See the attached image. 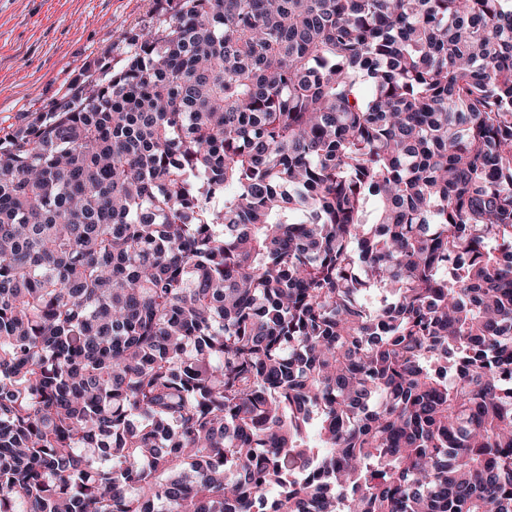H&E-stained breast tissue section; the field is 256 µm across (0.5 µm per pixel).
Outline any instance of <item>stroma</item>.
Wrapping results in <instances>:
<instances>
[{
  "instance_id": "stroma-1",
  "label": "stroma",
  "mask_w": 512,
  "mask_h": 512,
  "mask_svg": "<svg viewBox=\"0 0 512 512\" xmlns=\"http://www.w3.org/2000/svg\"><path fill=\"white\" fill-rule=\"evenodd\" d=\"M159 0H0V128L48 110Z\"/></svg>"
}]
</instances>
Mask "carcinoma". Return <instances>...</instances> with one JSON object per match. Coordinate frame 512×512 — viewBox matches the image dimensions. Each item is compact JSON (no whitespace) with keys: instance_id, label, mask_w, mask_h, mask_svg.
<instances>
[{"instance_id":"obj_1","label":"carcinoma","mask_w":512,"mask_h":512,"mask_svg":"<svg viewBox=\"0 0 512 512\" xmlns=\"http://www.w3.org/2000/svg\"><path fill=\"white\" fill-rule=\"evenodd\" d=\"M167 2L0 130V512H512V7Z\"/></svg>"}]
</instances>
